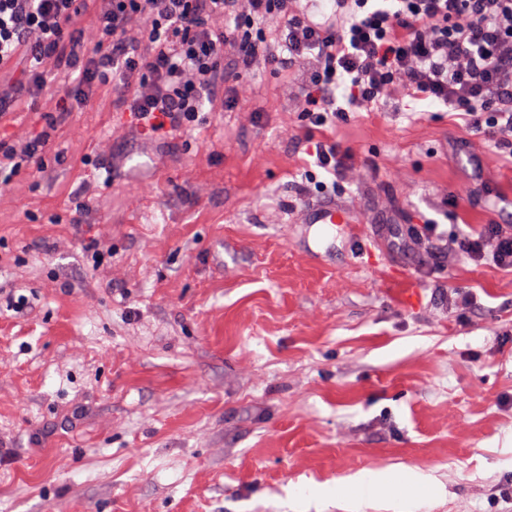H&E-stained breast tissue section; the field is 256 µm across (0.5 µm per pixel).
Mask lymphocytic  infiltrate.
<instances>
[{
	"instance_id": "obj_1",
	"label": "lymphocytic infiltrate",
	"mask_w": 512,
	"mask_h": 512,
	"mask_svg": "<svg viewBox=\"0 0 512 512\" xmlns=\"http://www.w3.org/2000/svg\"><path fill=\"white\" fill-rule=\"evenodd\" d=\"M96 1L89 39L75 21ZM220 18L235 24L216 27ZM19 57L24 69L0 86V111L54 82L41 68L53 58L70 76L68 109L87 106L95 82L108 79L117 109L142 130L180 132L205 102L235 103L236 83L257 67L301 66L296 98L314 126L407 96L456 113L512 164V0H0V66ZM53 131L45 124L19 147L0 141V175L38 164ZM406 234L512 272L511 225L441 236L427 223Z\"/></svg>"
}]
</instances>
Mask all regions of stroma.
<instances>
[{
	"mask_svg": "<svg viewBox=\"0 0 512 512\" xmlns=\"http://www.w3.org/2000/svg\"><path fill=\"white\" fill-rule=\"evenodd\" d=\"M289 87L257 69L170 135L108 83L0 116L15 144L57 123L0 190V289L29 300L0 311V512H512V273L373 233L507 223L512 166L443 108L315 127ZM323 139L344 177L307 165ZM321 202L350 216L326 238ZM361 471L387 487L357 497ZM305 224H335L349 223L346 210L336 207V203L322 204L310 207L303 215Z\"/></svg>",
	"mask_w": 512,
	"mask_h": 512,
	"instance_id": "35a3bbf8",
	"label": "stroma"
}]
</instances>
